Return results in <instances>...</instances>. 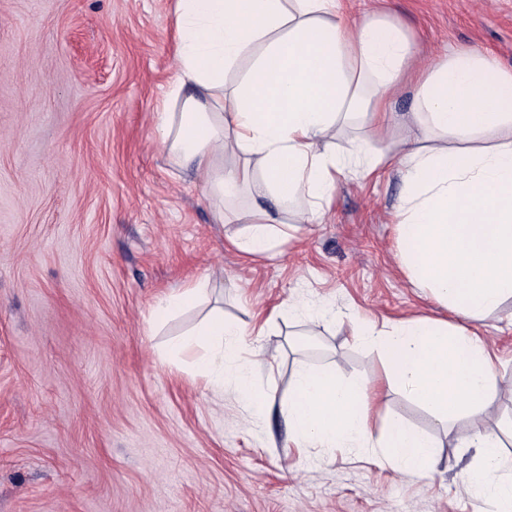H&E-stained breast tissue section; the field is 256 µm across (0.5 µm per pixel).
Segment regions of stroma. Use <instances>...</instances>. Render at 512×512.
Returning <instances> with one entry per match:
<instances>
[{"mask_svg": "<svg viewBox=\"0 0 512 512\" xmlns=\"http://www.w3.org/2000/svg\"><path fill=\"white\" fill-rule=\"evenodd\" d=\"M383 10L432 63L462 50L512 70V0H346ZM175 0H0V512H491L465 474L469 419L450 424L430 478L354 448H297L279 407L254 417L164 355L212 308L268 324L257 390L285 396L297 365L367 382L375 428L429 415L391 390L372 323L451 313L399 271L395 173L338 175L327 218L265 255L230 243L251 199L215 223L203 183L159 143L176 72ZM171 319L157 303L202 278ZM325 318L314 340L300 321ZM477 327L505 388L483 426L512 457V299Z\"/></svg>", "mask_w": 512, "mask_h": 512, "instance_id": "obj_1", "label": "stroma"}]
</instances>
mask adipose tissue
<instances>
[{"label":"adipose tissue","instance_id":"obj_1","mask_svg":"<svg viewBox=\"0 0 512 512\" xmlns=\"http://www.w3.org/2000/svg\"><path fill=\"white\" fill-rule=\"evenodd\" d=\"M177 70L160 108L158 135L175 164L199 175L215 203L242 193L267 200L233 240L242 253L274 250L288 224L323 216L337 174L395 171L403 185L391 212L398 265L410 282L463 320L431 317L370 326L361 340L381 358L392 388L424 405L436 431L465 414L479 420L498 391L485 342L467 329L512 298V71L492 56L459 52L419 60L410 33L389 14L350 18L344 0H176ZM411 111L397 109L405 87ZM360 130L345 155L326 144L340 121ZM237 157L224 162L225 150ZM248 328L216 314L170 340L178 358L195 348V367L215 388L232 384L252 415L274 392H255L241 353ZM366 386L300 368L285 406L288 438L322 448H377L397 470L426 476L436 463V432L399 418L381 434L369 424ZM480 451L470 485L512 512V478H503L500 439L474 429Z\"/></svg>","mask_w":512,"mask_h":512}]
</instances>
